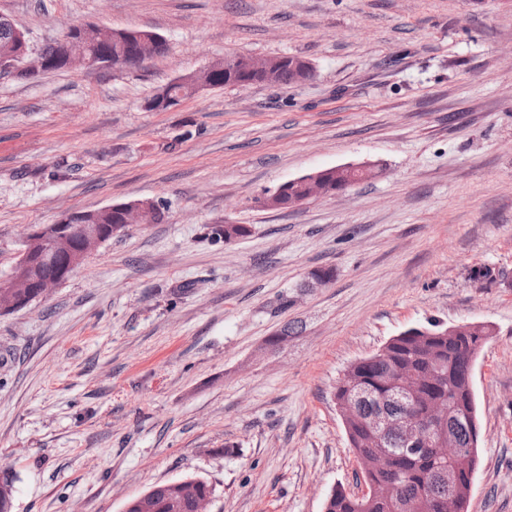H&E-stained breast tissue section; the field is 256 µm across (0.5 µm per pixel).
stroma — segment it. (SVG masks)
Here are the masks:
<instances>
[{
    "mask_svg": "<svg viewBox=\"0 0 512 512\" xmlns=\"http://www.w3.org/2000/svg\"><path fill=\"white\" fill-rule=\"evenodd\" d=\"M0 14L35 49L80 23L169 44L136 68L0 79V279L24 227L164 207L0 315L12 512H123L185 476L211 486L210 512H323L333 487L356 488L338 380L431 321L492 328L469 512H512V0H0ZM234 55L298 56L313 76L146 109ZM347 163L383 170L337 196L257 203ZM224 224L250 233L224 242ZM483 266L498 282L472 280ZM323 268L334 280L307 287ZM291 320L302 334L268 348Z\"/></svg>",
    "mask_w": 512,
    "mask_h": 512,
    "instance_id": "1",
    "label": "stroma"
}]
</instances>
